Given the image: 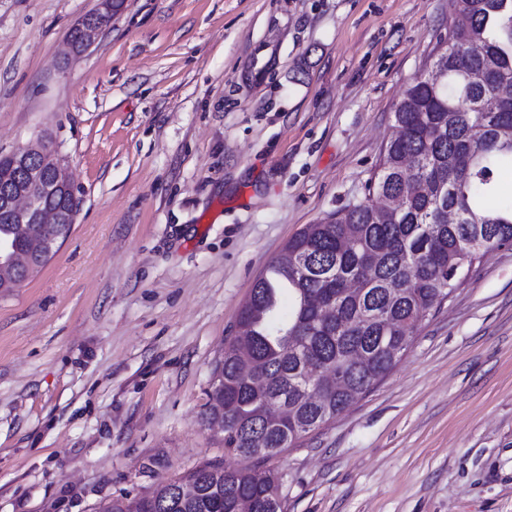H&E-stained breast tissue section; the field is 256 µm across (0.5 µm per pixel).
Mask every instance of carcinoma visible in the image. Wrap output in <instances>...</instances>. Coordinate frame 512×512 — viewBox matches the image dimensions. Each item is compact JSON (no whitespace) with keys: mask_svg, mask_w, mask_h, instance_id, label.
Listing matches in <instances>:
<instances>
[{"mask_svg":"<svg viewBox=\"0 0 512 512\" xmlns=\"http://www.w3.org/2000/svg\"><path fill=\"white\" fill-rule=\"evenodd\" d=\"M121 0L71 27L106 29ZM455 25L439 39L435 76L421 75L393 112V133L361 203L305 225L259 276L236 335L214 367L203 413L224 435V453L139 499L103 512H282L272 474L256 466L352 406L395 368L428 320L484 254L512 247V0H452ZM20 179L0 156V194ZM398 201L394 212L377 197ZM460 220L448 222V213ZM33 227L0 213V242L26 253ZM23 277L0 268V292ZM288 290V321L276 320ZM342 384L312 390L322 372Z\"/></svg>","mask_w":512,"mask_h":512,"instance_id":"1","label":"carcinoma"}]
</instances>
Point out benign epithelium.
I'll use <instances>...</instances> for the list:
<instances>
[{"label": "benign epithelium", "instance_id": "1", "mask_svg": "<svg viewBox=\"0 0 512 512\" xmlns=\"http://www.w3.org/2000/svg\"><path fill=\"white\" fill-rule=\"evenodd\" d=\"M41 156L44 161L51 163L55 168L57 178L55 186L44 185L41 182V167L35 162V158ZM13 166L24 170L28 177V183L10 195L0 199V208L7 210L20 219H25L35 207V195L39 191H52L54 187L65 186L70 191H75L74 185L67 173L65 159L47 141L39 140L26 147L18 149L12 154ZM77 205H72L66 214L62 215L56 210H42L38 213L36 223L38 224H73L77 213ZM43 244H34L33 250L28 254L11 256L12 264H20L26 270H31L36 265V257L40 255Z\"/></svg>", "mask_w": 512, "mask_h": 512}]
</instances>
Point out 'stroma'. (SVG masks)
Here are the masks:
<instances>
[{"label":"stroma","instance_id":"1","mask_svg":"<svg viewBox=\"0 0 512 512\" xmlns=\"http://www.w3.org/2000/svg\"><path fill=\"white\" fill-rule=\"evenodd\" d=\"M0 0V155L46 139L79 208L0 294V512H100L199 464L258 275L360 203L450 0ZM283 512H512V249L484 256L394 370L267 462ZM121 5L122 1L116 0L115 3H111L106 9H98L86 15L87 22L84 29L74 26L71 27L68 33V40L78 54L81 53L86 40L85 30L90 27L105 30L110 25L113 15L118 11Z\"/></svg>","mask_w":512,"mask_h":512}]
</instances>
